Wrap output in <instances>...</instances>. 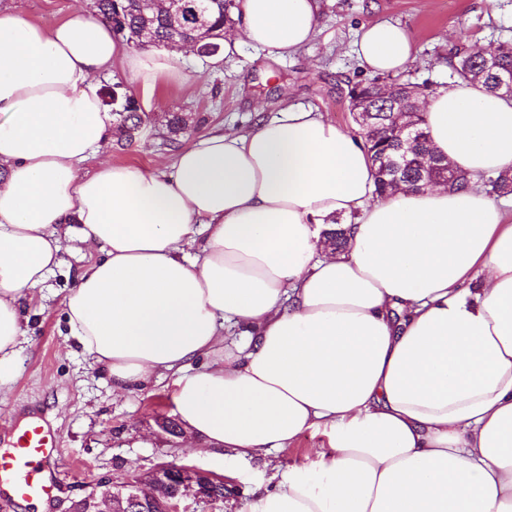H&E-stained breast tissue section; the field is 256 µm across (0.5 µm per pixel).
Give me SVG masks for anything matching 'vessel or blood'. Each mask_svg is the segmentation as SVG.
Returning <instances> with one entry per match:
<instances>
[{
  "instance_id": "1",
  "label": "vessel or blood",
  "mask_w": 512,
  "mask_h": 512,
  "mask_svg": "<svg viewBox=\"0 0 512 512\" xmlns=\"http://www.w3.org/2000/svg\"><path fill=\"white\" fill-rule=\"evenodd\" d=\"M61 449L52 430L33 422L15 431L9 448L0 451V496L25 501L55 499L65 479L58 467Z\"/></svg>"
}]
</instances>
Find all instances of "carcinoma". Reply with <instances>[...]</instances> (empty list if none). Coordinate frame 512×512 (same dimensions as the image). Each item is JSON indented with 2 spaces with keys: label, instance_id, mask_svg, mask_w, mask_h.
Wrapping results in <instances>:
<instances>
[{
  "label": "carcinoma",
  "instance_id": "1",
  "mask_svg": "<svg viewBox=\"0 0 512 512\" xmlns=\"http://www.w3.org/2000/svg\"><path fill=\"white\" fill-rule=\"evenodd\" d=\"M179 2L181 11L175 19L161 6L147 12L144 0H94V8L103 21L114 25L129 42L136 33L144 31L154 46L174 40L194 44L206 56L210 48L223 46L224 29L234 23L233 15L241 11V0ZM449 66L457 79L501 95L498 75L512 73V44L494 45L489 61L480 51L459 49L449 57ZM426 90V84L398 80L387 84L378 77L355 82L348 89L363 110L355 123L371 156L376 192L384 194L400 184L422 189L438 183L450 187L474 183L494 197L512 195L511 169L496 175L469 177L433 153L423 112L415 106V98L427 96ZM111 104L112 131L117 143H134L148 123L147 113L134 96L115 89ZM188 127L183 114L171 113L167 121L170 142L177 143V137L185 134Z\"/></svg>",
  "mask_w": 512,
  "mask_h": 512
}]
</instances>
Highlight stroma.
I'll return each instance as SVG.
<instances>
[{"mask_svg": "<svg viewBox=\"0 0 512 512\" xmlns=\"http://www.w3.org/2000/svg\"><path fill=\"white\" fill-rule=\"evenodd\" d=\"M92 2L0 0V7L49 27L72 10L90 9ZM318 4L319 32L291 57L268 60L263 51L243 44L215 65L190 52L178 60L184 81L159 82L149 93L134 87L121 67H114L110 76L102 78V87L121 85L151 119L138 143L125 149L106 144L90 159V166L109 161L154 171L159 159L173 161L177 149L168 145L165 128L155 121L161 112L201 117V124L183 138L186 147L208 133L246 130L291 105L313 108L342 129L356 131L348 86L365 79L366 73L352 43L364 27L378 21L400 24L411 33L415 59L402 77L433 89L450 83L447 58L455 49L512 42V0H318ZM96 255L95 248L86 244L65 250L62 264L29 303L16 370L0 383V428L41 417L62 443L60 465L67 475L66 487L50 512H69L93 480L139 476L168 462L195 465L224 476L229 484L223 501L196 502L195 512H242L254 481L268 478L280 466L309 464L316 450L326 446V434L312 430L301 435L292 449L243 463L205 453L199 439L173 445L157 425L160 416L174 414L171 378L114 395L111 382L91 358L66 341L65 297L80 270Z\"/></svg>", "mask_w": 512, "mask_h": 512, "instance_id": "1", "label": "stroma"}]
</instances>
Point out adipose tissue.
<instances>
[{"label": "adipose tissue", "mask_w": 512, "mask_h": 512, "mask_svg": "<svg viewBox=\"0 0 512 512\" xmlns=\"http://www.w3.org/2000/svg\"><path fill=\"white\" fill-rule=\"evenodd\" d=\"M225 48L278 58L315 36L317 0H243ZM360 66L397 74L408 31L363 28ZM183 80L72 11L45 28L0 10V381L23 307L64 242L100 256L65 298L70 335L127 392L173 376L191 436L237 460L310 430L312 465L273 474L244 512H512V217L480 187L375 192L363 140L291 106L181 149L170 171L84 163L112 114L101 76ZM436 155L512 167V99L458 82L423 105ZM343 220V252L322 232ZM243 326L227 341L225 323Z\"/></svg>", "instance_id": "ef3b65f1"}]
</instances>
